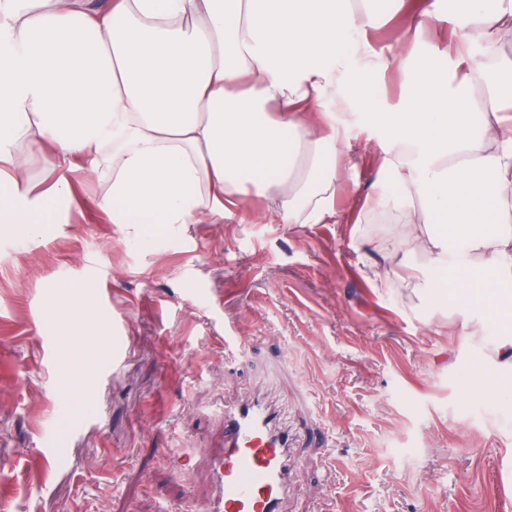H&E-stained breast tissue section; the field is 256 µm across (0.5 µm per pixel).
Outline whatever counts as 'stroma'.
Wrapping results in <instances>:
<instances>
[{
  "instance_id": "1",
  "label": "stroma",
  "mask_w": 512,
  "mask_h": 512,
  "mask_svg": "<svg viewBox=\"0 0 512 512\" xmlns=\"http://www.w3.org/2000/svg\"><path fill=\"white\" fill-rule=\"evenodd\" d=\"M412 73L364 81L377 107ZM331 224L149 227L130 243L76 201L49 237L0 233V512H208L225 402L264 394L307 435L287 512H512V405L460 378L499 372L492 317L459 313L403 226L357 218L382 161L368 112H340ZM96 278L94 288L84 287ZM101 329L89 406L61 401L50 310Z\"/></svg>"
}]
</instances>
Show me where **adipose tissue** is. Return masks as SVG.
<instances>
[{
	"instance_id": "1",
	"label": "adipose tissue",
	"mask_w": 512,
	"mask_h": 512,
	"mask_svg": "<svg viewBox=\"0 0 512 512\" xmlns=\"http://www.w3.org/2000/svg\"><path fill=\"white\" fill-rule=\"evenodd\" d=\"M412 40L386 67L415 88L378 113L381 186L372 221L397 217L446 276L450 300L512 323V116L470 43L512 73V0H391ZM377 22L370 0H0V230L41 236L75 197L70 171L107 181L112 223L198 224L242 199L270 200L280 224L335 220L328 94L352 38ZM460 29L456 52L422 35ZM481 106V132H467ZM51 154L53 168L34 178ZM61 391L77 405L93 361L59 338Z\"/></svg>"
}]
</instances>
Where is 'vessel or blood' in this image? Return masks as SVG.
Wrapping results in <instances>:
<instances>
[{
  "mask_svg": "<svg viewBox=\"0 0 512 512\" xmlns=\"http://www.w3.org/2000/svg\"><path fill=\"white\" fill-rule=\"evenodd\" d=\"M296 443L281 409L266 397L225 403L210 512H284L299 462Z\"/></svg>",
  "mask_w": 512,
  "mask_h": 512,
  "instance_id": "obj_1",
  "label": "vessel or blood"
}]
</instances>
